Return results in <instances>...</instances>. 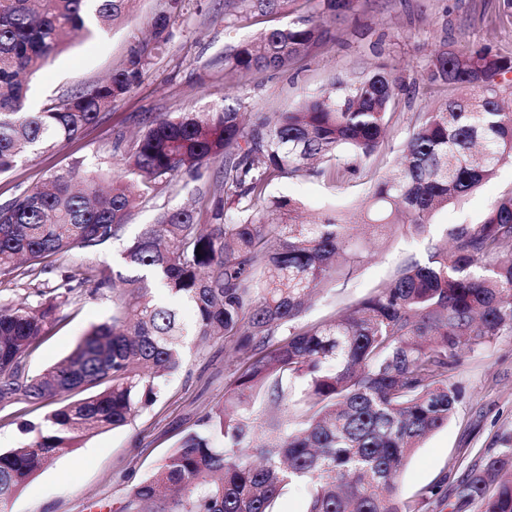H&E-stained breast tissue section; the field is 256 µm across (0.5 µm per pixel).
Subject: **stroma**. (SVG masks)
<instances>
[{
	"mask_svg": "<svg viewBox=\"0 0 512 512\" xmlns=\"http://www.w3.org/2000/svg\"><path fill=\"white\" fill-rule=\"evenodd\" d=\"M164 3L137 0L133 12L110 29L74 36L67 49L30 78L31 97L42 106L100 82L142 40L147 20ZM318 8V0H292L284 12L242 13L228 20L224 0H190L176 19L170 42L144 71L140 85L116 100L76 139L60 142L49 152H29L0 174V205L77 161L105 180L120 175L122 160L113 148L115 139L131 146L156 116L215 112L228 105L250 115L286 112L335 80L370 75L393 64L407 90L395 101L384 145L361 164L357 176L342 184L309 175L285 177L268 188L270 195L296 201L307 219L328 210L351 213L371 183L391 174L418 115L453 95V88L430 83L426 77L435 49L443 44L470 45L512 56V15L504 13L502 0H356L351 17L333 25L332 38L312 45L288 69L244 78L225 72L226 45L254 41L269 30L316 15ZM212 177L207 170L199 179L180 175L156 184L131 212L120 239L95 252H72L65 267L105 264L115 275L129 276L123 250L155 223L160 212L190 205L201 223H212L214 204L205 192ZM510 190L512 166L507 164L475 192L436 213L430 236L440 238L455 225L478 223L491 203ZM425 247L424 237L405 227L396 229L387 243L366 248L365 261L347 287L316 297L306 321L335 316L386 280L403 259L424 254ZM112 312L111 299L101 295H84L62 307V323L48 329L26 360L30 373L66 356L92 327L110 322ZM238 367V359L225 351L223 342L191 348L153 406L129 425L87 438L56 456L0 504V512H119L131 486L149 477L181 436L223 400ZM452 381L461 392L453 416L415 449L397 478L398 495L404 500L437 487L424 512H450L447 498L455 494L467 471L499 452L503 437L512 435V335L466 353Z\"/></svg>",
	"mask_w": 512,
	"mask_h": 512,
	"instance_id": "1",
	"label": "stroma"
}]
</instances>
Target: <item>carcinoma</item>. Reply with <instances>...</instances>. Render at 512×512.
I'll list each match as a JSON object with an SVG mask.
<instances>
[{"label": "carcinoma", "instance_id": "1", "mask_svg": "<svg viewBox=\"0 0 512 512\" xmlns=\"http://www.w3.org/2000/svg\"><path fill=\"white\" fill-rule=\"evenodd\" d=\"M136 0H0V173L29 150L72 140L140 83L169 41L185 0H167L149 37L105 81L27 107L24 77L51 62L76 31L126 18ZM290 0H227L233 12L284 11ZM355 0H319L317 15L229 45L224 69H285L330 38L328 20L348 18ZM512 56L468 46L436 49L427 78L460 94L424 112L400 149L397 173L370 184L360 223L378 235L407 225L427 232L432 215L512 164ZM404 84L391 71L303 100L291 112L239 108L160 116L123 158L107 191L79 165L0 205V276L22 270L31 282L60 268L75 250L121 236L136 200L179 174L195 179L211 164L215 219L194 209L162 211L123 251L144 274L122 279L110 267L80 266L40 301L0 302V412L20 402H54L42 422L16 412L25 436L0 451V503L45 463L84 438L128 425L153 405L182 366L189 345L224 341L238 375L199 428L188 432L121 512H277L286 487L308 488L307 512H421L400 500L396 478L408 457L448 425L460 398L450 383L462 355L512 334V191L478 224H458L449 241L428 239L425 261L410 257L343 314L298 324L315 290L344 286L363 261L357 223L335 211L303 224L298 203L270 197L282 177L310 173L341 184L380 148ZM164 285L161 303L148 280ZM86 284L115 294L112 321L93 327L62 360L37 375L26 357L60 321L58 311ZM196 315L194 331L180 306ZM263 406L265 440L253 444ZM451 512H512V436L460 482Z\"/></svg>", "mask_w": 512, "mask_h": 512}]
</instances>
